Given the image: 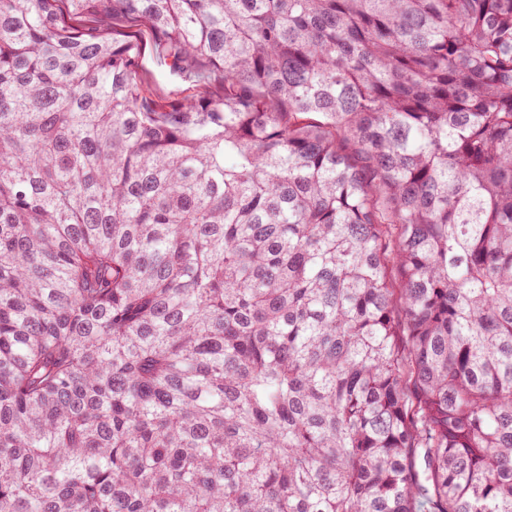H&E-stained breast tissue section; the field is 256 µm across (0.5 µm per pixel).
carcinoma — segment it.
Here are the masks:
<instances>
[{
	"label": "carcinoma",
	"instance_id": "obj_1",
	"mask_svg": "<svg viewBox=\"0 0 512 512\" xmlns=\"http://www.w3.org/2000/svg\"><path fill=\"white\" fill-rule=\"evenodd\" d=\"M0 512H512V0H0ZM132 39L142 46L140 54V76L144 88L155 99L164 104L178 103L191 97L219 93L220 85L198 87L172 74L157 60L156 51L147 35L131 33Z\"/></svg>",
	"mask_w": 512,
	"mask_h": 512
}]
</instances>
